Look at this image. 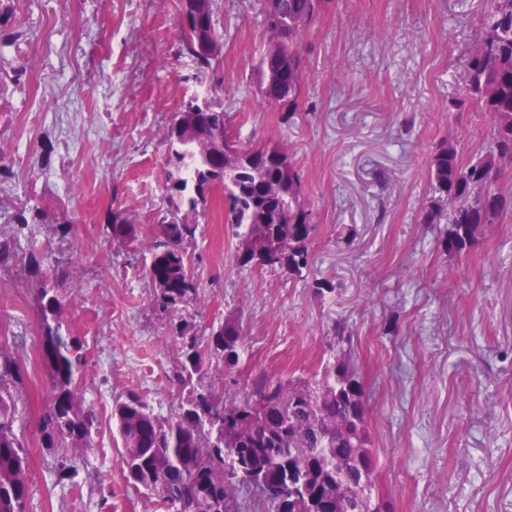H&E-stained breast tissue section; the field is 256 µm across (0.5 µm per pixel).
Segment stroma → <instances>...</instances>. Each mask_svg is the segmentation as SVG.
I'll use <instances>...</instances> for the list:
<instances>
[{
	"instance_id": "stroma-1",
	"label": "stroma",
	"mask_w": 512,
	"mask_h": 512,
	"mask_svg": "<svg viewBox=\"0 0 512 512\" xmlns=\"http://www.w3.org/2000/svg\"><path fill=\"white\" fill-rule=\"evenodd\" d=\"M216 5L224 77L198 80L175 0H0V246L12 254L0 339L19 343L25 512H160L124 480L112 402L133 390L167 416L180 401L177 347L145 276L169 208L162 139L184 102L230 96L241 142L286 148L316 231L299 280L238 263L221 194L196 217L184 248L202 300L186 316L201 337L240 323L228 390L307 372L343 320L390 512H512V218L485 225L462 257L421 221L437 146L452 136L466 153L486 135L483 113L448 102L491 0H336L306 39L309 78L286 124L258 101L261 0ZM116 212L135 224L132 244L103 234ZM33 254L65 269L63 330L87 355L83 397L101 418L67 475L38 446L49 393ZM316 278L335 292L315 297Z\"/></svg>"
}]
</instances>
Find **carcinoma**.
Returning <instances> with one entry per match:
<instances>
[{
  "mask_svg": "<svg viewBox=\"0 0 512 512\" xmlns=\"http://www.w3.org/2000/svg\"><path fill=\"white\" fill-rule=\"evenodd\" d=\"M332 0H262L261 100L289 121L308 79L304 43ZM177 38L201 79L223 69V34L215 24V0H177ZM479 34L466 54V81L450 106L474 107L489 117L487 141L464 158L458 141L446 139L428 169L433 198L423 224H444L439 246L466 255L479 228L512 216V189L491 184L512 172V0H493L478 20ZM177 123L166 126V183L171 209L161 219L146 277L152 308L170 319L178 345L175 382L187 395L169 417L131 392L112 404L128 486L155 499L165 512H387L376 487L378 459L371 448L363 385L352 362V337L344 323L330 328L328 358L307 376H259L239 397L224 383L202 382L211 369L224 378L240 363L244 334L227 320L203 342L182 316L200 299L183 251L196 227L180 216L207 205L198 185L224 194V214L236 239L237 262L279 268L303 277L311 266L316 225L304 199L302 177L279 144L237 142L222 107L203 110L186 102ZM103 231L114 242L136 235L123 214ZM44 282L40 290L41 354L50 370L49 401L38 426L42 448L64 451L61 470L94 447L98 415L81 405L80 380L87 362L80 342L61 334L59 308L65 273L47 254L32 258ZM22 371L0 345V512H25L29 465L15 431L16 390Z\"/></svg>",
  "mask_w": 512,
  "mask_h": 512,
  "instance_id": "cac0c4a2",
  "label": "carcinoma"
}]
</instances>
